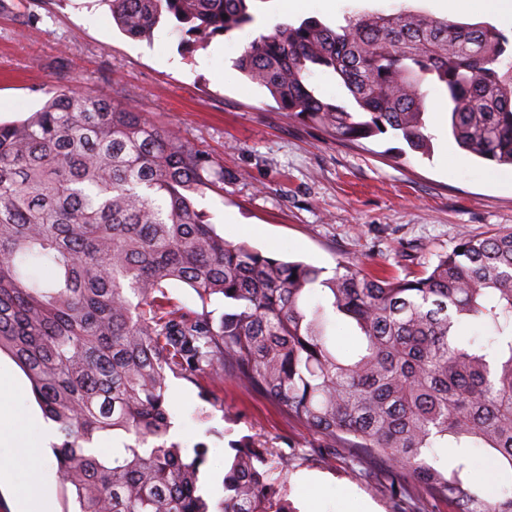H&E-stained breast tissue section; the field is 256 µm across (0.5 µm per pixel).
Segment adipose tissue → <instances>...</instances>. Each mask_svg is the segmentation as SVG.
I'll return each instance as SVG.
<instances>
[{
    "mask_svg": "<svg viewBox=\"0 0 512 512\" xmlns=\"http://www.w3.org/2000/svg\"><path fill=\"white\" fill-rule=\"evenodd\" d=\"M25 395L23 387L14 376L0 372V443L7 442L17 448V463L29 461V433H37L43 444H50L55 438L51 424L46 423L39 414L31 410H22L19 401Z\"/></svg>",
    "mask_w": 512,
    "mask_h": 512,
    "instance_id": "1",
    "label": "adipose tissue"
}]
</instances>
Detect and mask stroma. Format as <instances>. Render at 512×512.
<instances>
[{"label": "stroma", "mask_w": 512, "mask_h": 512, "mask_svg": "<svg viewBox=\"0 0 512 512\" xmlns=\"http://www.w3.org/2000/svg\"><path fill=\"white\" fill-rule=\"evenodd\" d=\"M403 11L488 21L474 11L448 14L435 0H305L297 16L331 26L339 16ZM280 20L275 0H265L254 24L189 53L170 21L150 39L128 38L105 0H0V121L24 119L63 84L130 98L223 168V188L205 191L195 205L226 240L306 261L328 278L340 263L414 275L462 237L512 228V191L489 183L487 164L457 148L443 113L426 114L432 139L422 155L390 133L347 143L280 111L235 67L244 47ZM168 384L173 440L188 450L209 446L204 487L221 481L230 442L253 437L287 453V469L273 478L286 483L296 512H353L364 503L375 512H453L412 485L393 495L391 475L377 465L354 466L340 454L324 465L316 436L234 381L173 376ZM470 472L491 495L512 493V476L482 449H473Z\"/></svg>", "instance_id": "35a3bbf8"}]
</instances>
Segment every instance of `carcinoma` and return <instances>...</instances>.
Here are the masks:
<instances>
[{"label": "carcinoma", "mask_w": 512, "mask_h": 512, "mask_svg": "<svg viewBox=\"0 0 512 512\" xmlns=\"http://www.w3.org/2000/svg\"><path fill=\"white\" fill-rule=\"evenodd\" d=\"M108 2L134 40L164 18L191 45L255 22V0ZM511 44L492 27L411 13L335 28L310 17L275 24L235 66L340 141L391 131L422 153L424 86L436 85L458 147L512 165ZM318 73L351 105L322 99ZM47 95L0 123V353L56 427L49 494L64 512H292L269 479L288 456L231 444L216 499L202 485L208 446L188 454L168 441L169 376L203 374L271 398L352 464L403 478L396 495L415 483L456 512H512L511 495L467 474L474 448L512 472V230L462 239L411 279L343 263L324 279L217 233L195 196L220 187L224 170L130 101L68 85ZM178 282L196 307L171 298ZM333 317L354 333L346 352L328 334ZM465 323L489 337L463 335Z\"/></svg>", "instance_id": "cac0c4a2"}]
</instances>
